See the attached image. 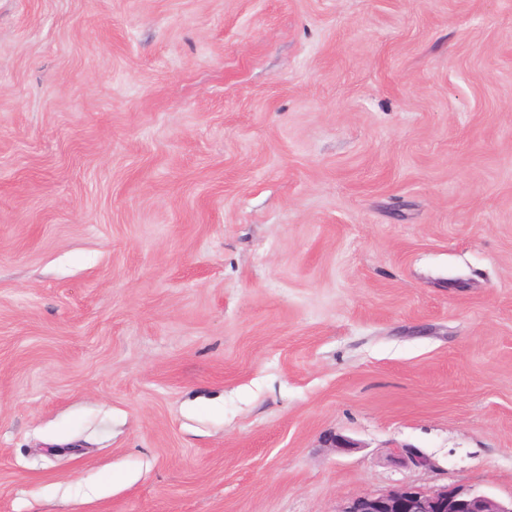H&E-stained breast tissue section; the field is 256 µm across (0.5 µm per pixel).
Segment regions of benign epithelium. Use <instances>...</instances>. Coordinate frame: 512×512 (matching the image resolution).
<instances>
[{"label":"benign epithelium","instance_id":"benign-epithelium-1","mask_svg":"<svg viewBox=\"0 0 512 512\" xmlns=\"http://www.w3.org/2000/svg\"><path fill=\"white\" fill-rule=\"evenodd\" d=\"M400 459L429 468L431 460L413 448L401 449ZM343 512H512V501L503 503L487 493L445 489L425 493L399 489L354 500Z\"/></svg>","mask_w":512,"mask_h":512}]
</instances>
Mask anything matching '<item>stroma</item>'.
I'll return each mask as SVG.
<instances>
[{"instance_id": "35a3bbf8", "label": "stroma", "mask_w": 512, "mask_h": 512, "mask_svg": "<svg viewBox=\"0 0 512 512\" xmlns=\"http://www.w3.org/2000/svg\"><path fill=\"white\" fill-rule=\"evenodd\" d=\"M402 487L512 501V0H0V512Z\"/></svg>"}]
</instances>
